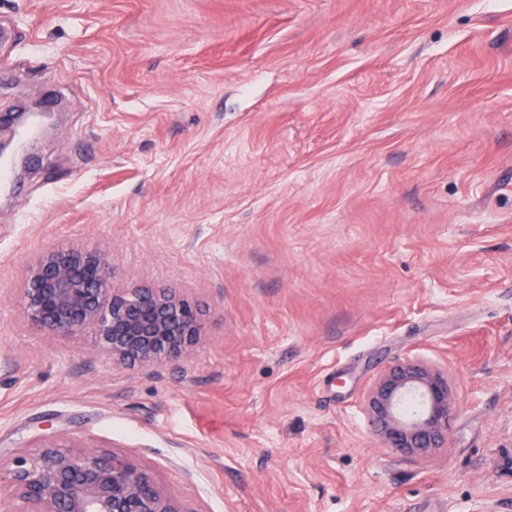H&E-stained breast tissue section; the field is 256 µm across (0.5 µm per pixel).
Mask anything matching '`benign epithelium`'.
I'll list each match as a JSON object with an SVG mask.
<instances>
[{
	"label": "benign epithelium",
	"mask_w": 512,
	"mask_h": 512,
	"mask_svg": "<svg viewBox=\"0 0 512 512\" xmlns=\"http://www.w3.org/2000/svg\"><path fill=\"white\" fill-rule=\"evenodd\" d=\"M21 305L43 336H94L92 358L135 367L187 356L204 336L195 304L175 288H116L98 250L45 251L26 266ZM456 402L448 373L408 359L368 389L365 411L386 447L425 459L448 447ZM0 512H204L188 508L153 469L109 449L49 438L35 453L0 460Z\"/></svg>",
	"instance_id": "obj_1"
}]
</instances>
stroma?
Wrapping results in <instances>:
<instances>
[{
    "label": "stroma",
    "instance_id": "obj_1",
    "mask_svg": "<svg viewBox=\"0 0 512 512\" xmlns=\"http://www.w3.org/2000/svg\"><path fill=\"white\" fill-rule=\"evenodd\" d=\"M0 457L69 436L203 512H512V0H0ZM176 288L204 341L121 367L25 323L41 251ZM448 370L447 447L386 448L388 366Z\"/></svg>",
    "mask_w": 512,
    "mask_h": 512
}]
</instances>
